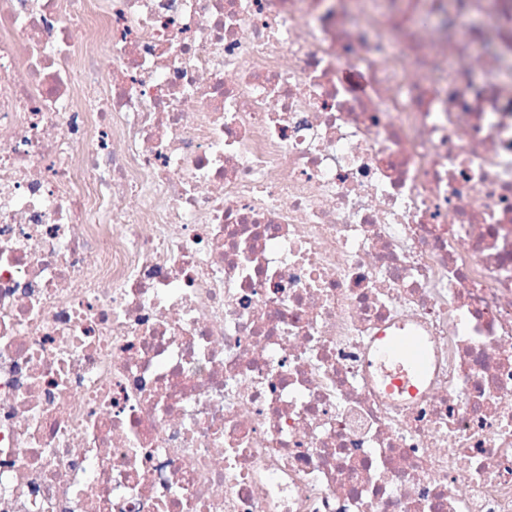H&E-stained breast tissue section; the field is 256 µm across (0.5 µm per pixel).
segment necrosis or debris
Wrapping results in <instances>:
<instances>
[{"instance_id":"1","label":"necrosis or debris","mask_w":512,"mask_h":512,"mask_svg":"<svg viewBox=\"0 0 512 512\" xmlns=\"http://www.w3.org/2000/svg\"><path fill=\"white\" fill-rule=\"evenodd\" d=\"M0 512H512V0H0ZM384 354L405 360L420 378L427 375L431 366V353L420 336H396L388 341Z\"/></svg>"}]
</instances>
